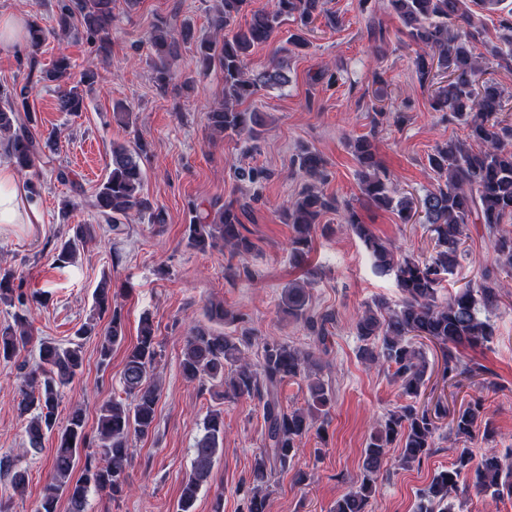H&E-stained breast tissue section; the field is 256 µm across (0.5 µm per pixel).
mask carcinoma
Here are the masks:
<instances>
[{
  "mask_svg": "<svg viewBox=\"0 0 512 512\" xmlns=\"http://www.w3.org/2000/svg\"><path fill=\"white\" fill-rule=\"evenodd\" d=\"M251 0H216L209 18L214 35L196 41V67L218 70L224 78V102L208 112V126L220 137L244 136L250 141L261 138L269 125V115L257 108L240 109L262 89L283 88L292 82L288 59L280 57L258 74L248 70L252 49L273 40L283 18L293 19L296 29L287 44L301 52L310 45L307 33L319 16L334 29L336 13L324 9L325 0H271L270 8L252 13L245 25L236 24ZM398 16L405 34L417 47L414 60L420 81L440 76L446 84L435 90L432 107L452 118L464 121L468 132L463 139H450L428 154V166L436 176V187L423 197H394L390 178L378 158L375 141L359 136L349 143L360 167L361 192L367 202L397 212L408 224L418 217L428 225L434 242L433 254L422 262L399 257L393 247L378 238L364 224L356 210L342 205L326 194L322 185L329 174L326 162L315 150L305 148L296 154L293 165L307 177L294 198L288 201L283 221L291 229L288 253L293 266L306 264L317 234H326L332 226L324 223L330 214L342 213L345 226L371 250L375 266L394 274L403 298L391 304L381 298L356 316L353 328L361 358L370 366L388 372L398 384L402 402L388 410L371 433L362 460L359 482L336 499L331 512H374L376 483L384 466L388 448L401 445L399 466L411 469L422 464L435 446L437 420L451 416L449 434L461 444L451 466L435 473L419 492L416 512H455L453 494L460 487L472 488L489 503L512 497V466L493 446L475 455L471 448L476 432L483 431L487 442L493 438L491 422L486 418L479 397L448 413V406L419 404L433 370L430 369L423 340L438 345L442 364L439 374L450 387H462V378L477 368L463 362V350L484 346L495 336L491 316L509 284L495 271L486 270L479 283L467 285L439 299L443 276L454 271L467 238L468 226L483 225L490 241L496 267L512 271V122L500 117L502 90L498 83L482 78L484 63L512 65V9L499 16L500 35L493 41L475 21L476 10L495 11L500 0H387ZM115 0H63L57 16L58 35L64 38L83 31L97 43V53L110 52L109 26ZM194 39L190 26L179 32L161 22L154 26L151 47L154 57V82L163 91L175 79L172 63L180 46ZM44 31L36 22L29 26V61L37 63V51ZM72 65L61 53L43 80L60 85L58 102L63 112H80L84 96L80 87L91 86L97 77L92 66L81 73L78 84L67 86ZM27 108L25 90L4 96L0 106V141L5 153L19 170L32 167L43 152V143L29 131L35 122ZM145 151L142 143L112 146L111 168L95 197L94 207L114 232L122 231L130 211L150 212L155 224L165 222L160 210L141 195ZM250 204L234 199L217 201L202 211L193 205L185 235L188 246L207 252L221 248L243 263L255 250L254 242L242 233L243 217ZM71 235L61 242L56 261L71 263L92 238L90 225L75 224ZM15 274L0 271V303L17 307L13 323L0 326V361L10 362L33 342L27 319V296L14 287ZM99 313L111 317L99 334V365L107 368L112 352L125 347L122 388L125 399L106 401L99 411L94 432L86 431L85 415L75 408L67 425L57 433L51 461L52 481L43 489L34 512H57L64 498L67 512H87L91 491L105 492L116 500L126 492V470L130 463L131 437H146L155 429L156 405L160 388L155 368L160 343L149 318L141 322L136 342L124 346L125 325L121 313L112 308L111 288L104 279L95 294ZM280 311L289 321L300 323L313 346L302 348L279 337L256 340L254 330L243 315L222 304L206 309L208 324L196 327L186 338L181 369L189 382H209L224 388V399L246 397L257 401L264 424V448L255 456L252 481L246 491L245 512H266L270 481L276 473L288 469L299 451V444L311 430L321 433L328 424L335 396L332 385L322 376L324 365L317 352H327L326 340L336 323L332 311L312 306L310 282L296 279L283 289ZM234 327L231 332L226 327ZM92 333L83 326L74 339L62 346L42 339L38 362L31 368L19 367L22 380L21 412L34 415L24 428L25 444L37 450L46 434L54 430L61 389L83 367L81 339ZM257 348V358L251 357ZM306 381L304 405L283 404L284 385L296 379ZM224 440V417L214 409L206 417L204 434L194 448L192 472L184 482L178 499V512H194L202 485L211 475ZM83 467H78L81 450ZM16 458L0 456V473L11 475L17 488L26 485L25 472L16 469Z\"/></svg>",
  "mask_w": 512,
  "mask_h": 512,
  "instance_id": "1",
  "label": "carcinoma"
}]
</instances>
